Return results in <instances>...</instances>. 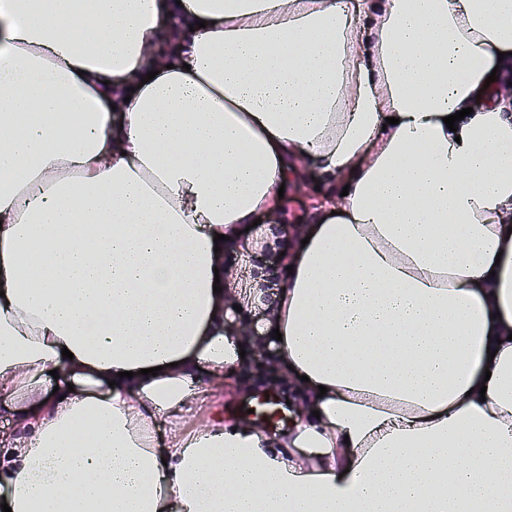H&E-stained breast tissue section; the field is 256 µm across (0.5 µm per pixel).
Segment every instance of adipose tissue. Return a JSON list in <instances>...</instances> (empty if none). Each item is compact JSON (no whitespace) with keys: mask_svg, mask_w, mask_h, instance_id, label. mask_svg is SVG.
Masks as SVG:
<instances>
[{"mask_svg":"<svg viewBox=\"0 0 512 512\" xmlns=\"http://www.w3.org/2000/svg\"><path fill=\"white\" fill-rule=\"evenodd\" d=\"M502 52L512 0H0L12 512H512ZM313 167L348 195L255 232L292 272L214 293ZM253 306L308 410L277 439L189 419Z\"/></svg>","mask_w":512,"mask_h":512,"instance_id":"ef3b65f1","label":"adipose tissue"}]
</instances>
